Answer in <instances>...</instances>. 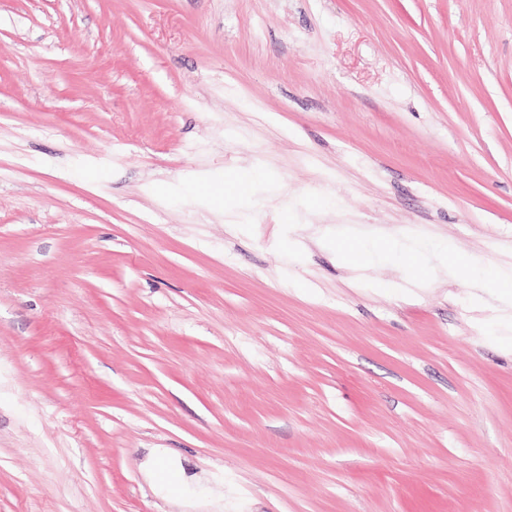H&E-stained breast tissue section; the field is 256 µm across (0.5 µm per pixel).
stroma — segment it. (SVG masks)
<instances>
[{
  "instance_id": "35a3bbf8",
  "label": "stroma",
  "mask_w": 512,
  "mask_h": 512,
  "mask_svg": "<svg viewBox=\"0 0 512 512\" xmlns=\"http://www.w3.org/2000/svg\"><path fill=\"white\" fill-rule=\"evenodd\" d=\"M481 269L512 0H0V512H512ZM367 245L372 251L376 250L379 255L382 256H402L410 266L416 269L418 277L422 280H425L430 276V266L426 263L420 262L418 255L415 252L404 253L403 245L391 238L379 237L372 239L370 243L346 244L342 247V256L351 261L355 256V252L363 253L362 248Z\"/></svg>"
}]
</instances>
